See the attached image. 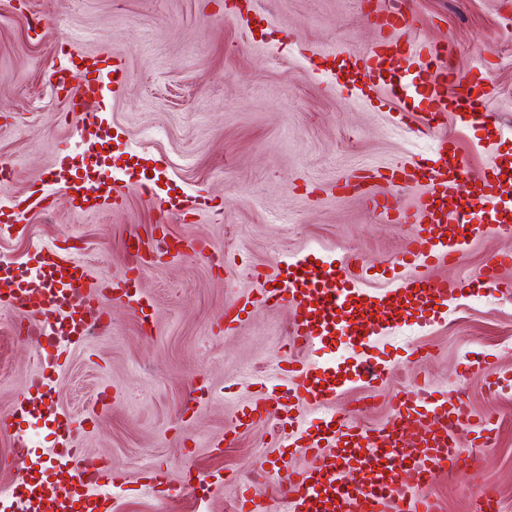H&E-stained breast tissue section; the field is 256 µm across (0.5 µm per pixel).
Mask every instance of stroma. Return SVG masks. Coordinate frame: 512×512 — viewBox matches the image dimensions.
<instances>
[{
    "instance_id": "35a3bbf8",
    "label": "stroma",
    "mask_w": 512,
    "mask_h": 512,
    "mask_svg": "<svg viewBox=\"0 0 512 512\" xmlns=\"http://www.w3.org/2000/svg\"><path fill=\"white\" fill-rule=\"evenodd\" d=\"M0 0V164L14 169L0 182V207L34 190L51 195L49 210L32 208L0 236V260L23 264L34 244L74 246L90 279L104 287L110 332L87 337L61 357L52 376L53 410L81 425L86 464L111 463L122 489L112 512H232L234 478H254L264 512H278L268 472L286 456L295 467L313 461L305 449L278 439L280 421L245 428L237 418L281 381L284 333L294 310L260 307L232 333L224 310L256 295L252 267L275 275L280 261L315 249L326 257L351 254L385 267L402 250L411 225L395 224L366 198L340 197L336 184L364 168L408 161L423 146L400 125L387 92L356 99L318 71L320 52L360 51L377 31L361 0ZM418 34L453 41L447 65L458 75L486 78L499 128L466 127L448 117L443 131L459 143L471 167L489 169L512 149V0H409ZM43 16L49 27L30 23ZM119 57L124 79L113 87L104 118L106 147L121 178L158 169L186 200L189 216L167 214L139 190L120 203L75 211L53 186L56 161L81 147L76 115L66 113L47 76L62 52ZM166 231L206 241L222 252V268L194 257L146 267L135 286L152 321L138 318L110 289L127 266L130 232ZM512 251V236L471 239L460 263L432 268L451 282L479 274L485 262ZM15 315L0 307V410L21 400L41 367L32 348L12 332ZM374 356L395 368L387 383L350 384L337 403L370 402L364 423L386 424L395 395L426 380L436 398L464 399L476 417L492 418L495 443L457 434L464 452L481 458L479 471L438 472L425 490L442 512H475L483 487L497 490L501 512H512V292L464 295L440 323L396 320L370 350L340 345L332 357L352 365ZM482 373L465 375L466 365ZM500 379L489 393L485 376ZM13 430L0 429V512L12 507L36 476L38 458L10 468ZM170 483L210 475L205 500L189 494L143 496L147 470Z\"/></svg>"
}]
</instances>
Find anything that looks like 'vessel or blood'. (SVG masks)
Returning a JSON list of instances; mask_svg holds the SVG:
<instances>
[{
  "label": "vessel or blood",
  "instance_id": "obj_1",
  "mask_svg": "<svg viewBox=\"0 0 512 512\" xmlns=\"http://www.w3.org/2000/svg\"><path fill=\"white\" fill-rule=\"evenodd\" d=\"M366 21L379 38L359 52L322 54L324 71L356 94L384 89L400 104L402 118L413 116L422 102L434 103L436 111L456 113L470 126H487L496 116L488 109L493 89L485 78H463L449 70L443 58L451 44L432 45L415 37L417 21L401 6L382 0H367ZM84 79L70 87L71 71L55 68L49 84L63 95L65 111L79 115V134L88 154L111 138L101 118L102 104L110 88L119 82V65L103 63L96 55L81 56L78 63ZM416 70L419 85L407 88L403 76ZM415 137L428 140L430 152L419 159L399 163L379 174L372 170L354 175L340 185L344 194L366 191L371 180L382 179L387 192L373 194L374 209L393 222L413 227L411 240L392 272L388 287L360 288V273L352 260L335 262L309 253L283 262L274 287L263 289L259 299L224 311L227 324H239L249 308L268 303L290 304L294 317L288 326L287 377L280 394L258 398L241 410L240 425L250 426L268 417L283 421L288 437L313 450L315 466L294 469L281 458L272 466L282 512H365L371 497L392 503V512H436V504L423 488L428 473L478 468L479 460L457 448L456 435L473 425L472 410L464 400L448 403L433 398L426 386L416 385L407 397L392 404V416L382 427L370 428L360 417L337 406V396L349 383L377 384L388 380L390 369L380 362H366L340 371L325 365L323 351L336 337L352 346H365L382 327L373 317L390 312L416 317L431 324L442 316L443 307L475 287L489 293L512 290L501 271L512 266V252L489 259L475 280L455 283L431 277L430 268L453 265L473 236L494 231L512 235V150L497 155L489 173L472 176L469 163L454 138L443 135L431 120L420 121ZM77 209H96L104 197L121 196L123 187L112 182L108 166L86 162L59 163L52 172ZM413 194L411 209H401L398 197ZM196 256L219 263L209 244L165 236L142 239L130 235L126 242L127 273L138 277L151 259L168 254ZM100 286L93 284L84 263L56 243L35 245L24 268L0 262V305L20 316L15 335L32 346L48 372L36 381L37 389L52 393L50 368L62 355L86 337L95 335L106 313L99 303ZM311 404L320 410L316 428L295 415L297 406ZM53 423L55 448L39 477L28 484L29 494L20 499L18 512H52L60 501H70L73 512H106L119 479L111 466L99 467L94 479H86L75 444L76 427L48 413ZM361 474V482L346 486L344 471ZM207 476L196 484L162 485L153 475L142 484L144 495L158 490L167 494L208 490Z\"/></svg>",
  "mask_w": 512,
  "mask_h": 512
}]
</instances>
